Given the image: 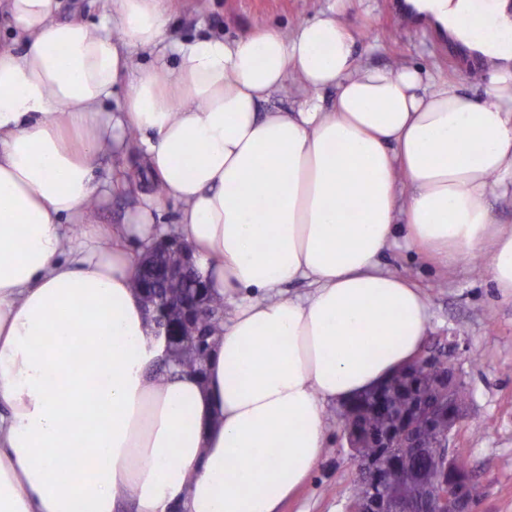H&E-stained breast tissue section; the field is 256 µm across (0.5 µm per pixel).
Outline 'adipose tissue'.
I'll return each mask as SVG.
<instances>
[{"label": "adipose tissue", "mask_w": 512, "mask_h": 512, "mask_svg": "<svg viewBox=\"0 0 512 512\" xmlns=\"http://www.w3.org/2000/svg\"><path fill=\"white\" fill-rule=\"evenodd\" d=\"M412 3L491 61L480 97L359 62L336 12L171 42L169 0H111L97 23L6 0L25 49L0 50V512H275L323 458L327 403L423 347L426 300L381 268L386 249L481 261L512 296V229L490 209L512 196V0ZM125 43L155 63L111 112ZM291 87L292 111L260 113ZM130 133L151 187L109 229L87 205L123 180L93 160ZM167 200L201 279L235 304L202 379L152 377L167 346L134 289L129 243L152 245ZM296 280L309 296L279 295Z\"/></svg>", "instance_id": "ef3b65f1"}]
</instances>
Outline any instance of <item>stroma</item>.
Returning a JSON list of instances; mask_svg holds the SVG:
<instances>
[{
  "label": "stroma",
  "instance_id": "obj_1",
  "mask_svg": "<svg viewBox=\"0 0 512 512\" xmlns=\"http://www.w3.org/2000/svg\"><path fill=\"white\" fill-rule=\"evenodd\" d=\"M340 4L361 59L380 67L413 63L431 73L463 80L466 94L481 95L484 58L419 21L407 0H173L169 30L176 39H233L260 24L290 29ZM97 165L104 173L123 171L128 187L101 201L93 221L124 223L139 205L137 169L132 160L109 154L100 156ZM381 261L388 269L413 278L426 294V348L457 338L459 347L452 360L472 391V401L455 429L454 451L468 460L484 487L478 512H512V297L502 296L488 273L478 274L464 266L436 269L402 240ZM342 415L341 404L327 405L332 452L277 512H344L358 468L342 437Z\"/></svg>",
  "mask_w": 512,
  "mask_h": 512
}]
</instances>
